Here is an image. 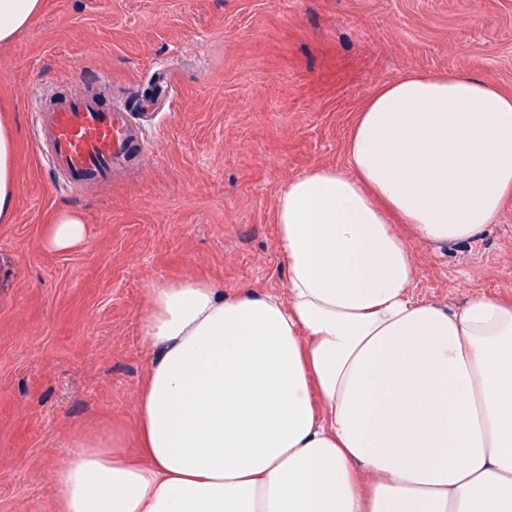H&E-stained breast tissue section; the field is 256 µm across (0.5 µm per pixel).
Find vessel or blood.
<instances>
[{
    "label": "vessel or blood",
    "instance_id": "vessel-or-blood-1",
    "mask_svg": "<svg viewBox=\"0 0 512 512\" xmlns=\"http://www.w3.org/2000/svg\"><path fill=\"white\" fill-rule=\"evenodd\" d=\"M35 144L58 184L70 191L107 184L115 167L144 159V143L128 114L85 92L41 110Z\"/></svg>",
    "mask_w": 512,
    "mask_h": 512
}]
</instances>
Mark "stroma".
I'll return each mask as SVG.
<instances>
[{
    "label": "stroma",
    "instance_id": "obj_1",
    "mask_svg": "<svg viewBox=\"0 0 512 512\" xmlns=\"http://www.w3.org/2000/svg\"><path fill=\"white\" fill-rule=\"evenodd\" d=\"M458 70L512 94V0H47L0 46V118L17 136L18 189L0 224V512H54L50 474L81 433L120 430L139 453L137 392L150 355L147 291L193 275L287 295L277 197L317 166L349 168L357 113L384 82ZM103 74L149 156L88 194L59 189L33 148V99ZM79 212L58 252L49 220ZM411 293L459 308L512 292V201L475 239L413 247ZM86 235V227L79 214L69 210L59 211L45 231L44 243L54 251H67L80 245Z\"/></svg>",
    "mask_w": 512,
    "mask_h": 512
}]
</instances>
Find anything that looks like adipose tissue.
Wrapping results in <instances>:
<instances>
[{
    "mask_svg": "<svg viewBox=\"0 0 512 512\" xmlns=\"http://www.w3.org/2000/svg\"><path fill=\"white\" fill-rule=\"evenodd\" d=\"M43 0H0V45ZM0 124V222L17 191ZM348 171L278 195L286 297L186 277L149 288L139 456L75 437L55 512H512V294L415 298L412 244L465 242L512 199V95L457 71L380 85ZM79 214L45 231L80 245Z\"/></svg>",
    "mask_w": 512,
    "mask_h": 512,
    "instance_id": "ef3b65f1",
    "label": "adipose tissue"
}]
</instances>
